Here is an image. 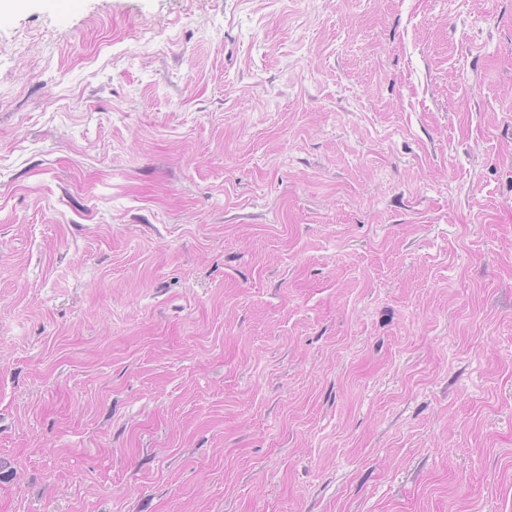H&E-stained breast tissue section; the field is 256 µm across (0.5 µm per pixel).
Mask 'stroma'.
<instances>
[{"label": "stroma", "instance_id": "1", "mask_svg": "<svg viewBox=\"0 0 512 512\" xmlns=\"http://www.w3.org/2000/svg\"><path fill=\"white\" fill-rule=\"evenodd\" d=\"M0 19V512H512V0Z\"/></svg>", "mask_w": 512, "mask_h": 512}]
</instances>
